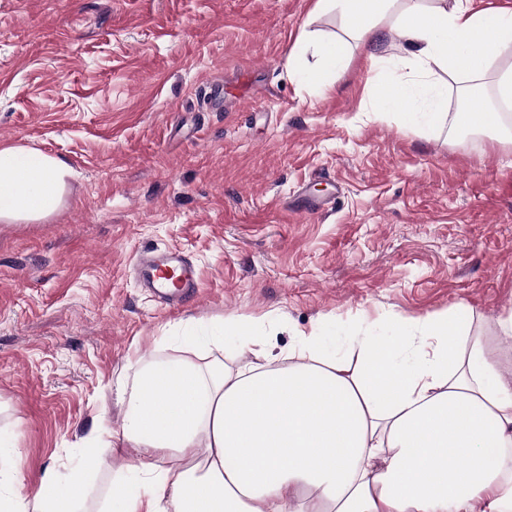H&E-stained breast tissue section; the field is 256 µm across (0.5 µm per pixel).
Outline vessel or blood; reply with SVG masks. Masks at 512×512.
I'll return each instance as SVG.
<instances>
[{"label":"vessel or blood","instance_id":"b4317fda","mask_svg":"<svg viewBox=\"0 0 512 512\" xmlns=\"http://www.w3.org/2000/svg\"><path fill=\"white\" fill-rule=\"evenodd\" d=\"M138 267L143 286L163 303L175 304L198 292L196 269L179 250L140 259Z\"/></svg>","mask_w":512,"mask_h":512}]
</instances>
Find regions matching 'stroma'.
Instances as JSON below:
<instances>
[{
    "mask_svg": "<svg viewBox=\"0 0 512 512\" xmlns=\"http://www.w3.org/2000/svg\"><path fill=\"white\" fill-rule=\"evenodd\" d=\"M316 0H0V144L68 161L65 207L0 223V432L21 479L67 475L123 411L110 385L183 357L181 323L253 317L284 350L335 317L390 335L396 317L464 304L512 377V142L462 139L373 111L407 78L393 17L333 86L289 71L301 35L345 36ZM386 57L371 69L368 51ZM333 200V208L308 207ZM178 249L200 296L169 307L132 267ZM87 508L125 484L134 449H101Z\"/></svg>",
    "mask_w": 512,
    "mask_h": 512,
    "instance_id": "obj_1",
    "label": "stroma"
}]
</instances>
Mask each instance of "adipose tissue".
I'll list each match as a JSON object with an SVG mask.
<instances>
[{
	"mask_svg": "<svg viewBox=\"0 0 512 512\" xmlns=\"http://www.w3.org/2000/svg\"><path fill=\"white\" fill-rule=\"evenodd\" d=\"M337 10L358 38H376L386 16L408 43L414 77L392 83L376 111L410 123L485 131L497 112L463 122L449 115L436 72L477 84L496 74L512 106V68L495 70L512 46V12L476 10L471 0H317ZM317 61L311 84L326 86L351 51L340 38L306 36ZM73 171L61 157L0 145V223L38 224L58 213ZM475 311L400 319L391 342L361 334L337 354L327 320L275 351L248 319L198 328L197 351L237 339L252 359L232 369L213 359L143 366L111 391L124 410L116 441L136 449L133 482L112 496V512H512V378H506ZM21 461L0 467V512H76L82 468L46 472L37 493L19 480ZM151 493H141V486Z\"/></svg>",
	"mask_w": 512,
	"mask_h": 512,
	"instance_id": "ef3b65f1",
	"label": "adipose tissue"
}]
</instances>
